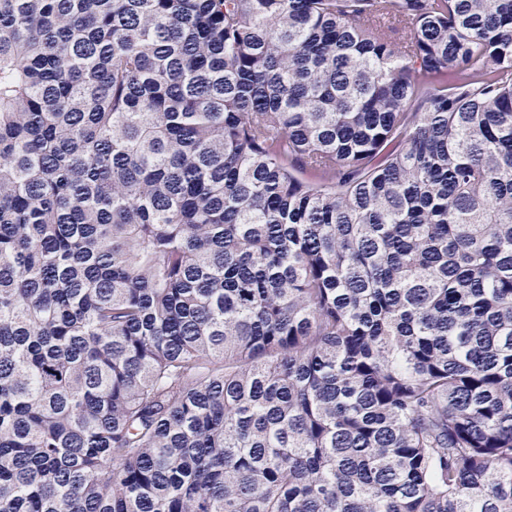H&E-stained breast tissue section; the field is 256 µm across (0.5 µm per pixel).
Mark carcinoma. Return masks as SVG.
Returning <instances> with one entry per match:
<instances>
[{
  "instance_id": "cac0c4a2",
  "label": "carcinoma",
  "mask_w": 512,
  "mask_h": 512,
  "mask_svg": "<svg viewBox=\"0 0 512 512\" xmlns=\"http://www.w3.org/2000/svg\"><path fill=\"white\" fill-rule=\"evenodd\" d=\"M0 512H512V0H0Z\"/></svg>"
}]
</instances>
